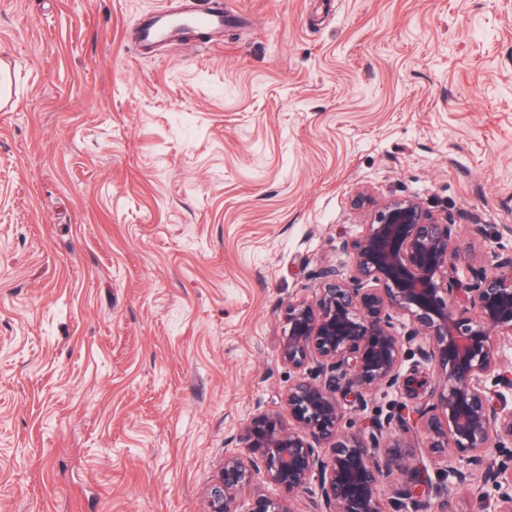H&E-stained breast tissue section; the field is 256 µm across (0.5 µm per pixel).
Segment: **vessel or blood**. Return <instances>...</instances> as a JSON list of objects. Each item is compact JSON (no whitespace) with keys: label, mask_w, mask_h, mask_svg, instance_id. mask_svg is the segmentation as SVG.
<instances>
[{"label":"vessel or blood","mask_w":512,"mask_h":512,"mask_svg":"<svg viewBox=\"0 0 512 512\" xmlns=\"http://www.w3.org/2000/svg\"><path fill=\"white\" fill-rule=\"evenodd\" d=\"M228 20L222 0H202L198 7L192 5L180 12L162 10L145 17L133 36L142 46L149 47L179 32L189 31L206 45L223 32Z\"/></svg>","instance_id":"1"}]
</instances>
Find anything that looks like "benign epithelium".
I'll use <instances>...</instances> for the list:
<instances>
[{
  "label": "benign epithelium",
  "mask_w": 512,
  "mask_h": 512,
  "mask_svg": "<svg viewBox=\"0 0 512 512\" xmlns=\"http://www.w3.org/2000/svg\"><path fill=\"white\" fill-rule=\"evenodd\" d=\"M455 239L456 225L397 197L377 204L365 230L342 241L351 274L324 268L319 293L285 308L279 356L294 372L283 397L288 423L279 412L253 415L241 433L247 453L224 454L207 512H239L238 493L256 471L282 495L255 490L249 512H296L293 501L313 493L314 480L315 512H388L378 487L394 475L399 500L432 493L428 512H458L457 486L512 512V454L503 455L512 447V252L471 268L464 284ZM413 345L436 375L431 407L403 406L341 431L346 406L365 407L381 387L412 400L426 392L428 377L401 372ZM412 431L427 435L425 448ZM424 453L444 463L448 485L433 483L417 463Z\"/></svg>",
  "instance_id": "benign-epithelium-1"
}]
</instances>
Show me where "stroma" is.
Segmentation results:
<instances>
[{
	"label": "stroma",
	"instance_id": "35a3bbf8",
	"mask_svg": "<svg viewBox=\"0 0 512 512\" xmlns=\"http://www.w3.org/2000/svg\"><path fill=\"white\" fill-rule=\"evenodd\" d=\"M0 0V512H207L371 202L512 251V0ZM204 6L189 7L181 12L162 10L145 17L136 27L133 37L144 47L165 41L181 31L194 33L196 40L207 45L216 34L224 31L229 15L221 0H199Z\"/></svg>",
	"mask_w": 512,
	"mask_h": 512
}]
</instances>
